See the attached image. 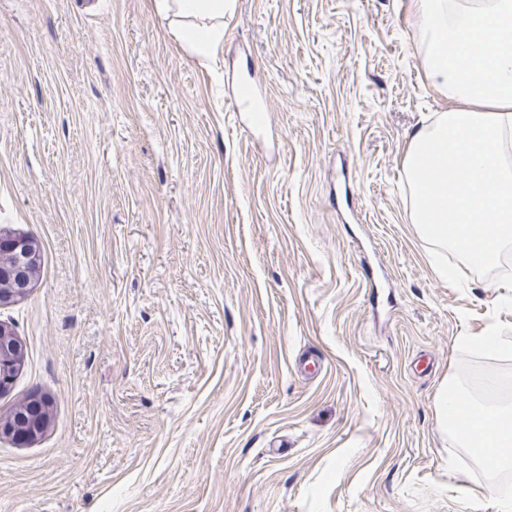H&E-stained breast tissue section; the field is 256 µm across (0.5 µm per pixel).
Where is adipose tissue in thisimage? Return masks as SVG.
<instances>
[{
    "instance_id": "1",
    "label": "adipose tissue",
    "mask_w": 512,
    "mask_h": 512,
    "mask_svg": "<svg viewBox=\"0 0 512 512\" xmlns=\"http://www.w3.org/2000/svg\"><path fill=\"white\" fill-rule=\"evenodd\" d=\"M233 0H155L202 57L224 45ZM426 74L455 108L414 129L404 161L414 223L435 251L495 266L512 249V0H413Z\"/></svg>"
}]
</instances>
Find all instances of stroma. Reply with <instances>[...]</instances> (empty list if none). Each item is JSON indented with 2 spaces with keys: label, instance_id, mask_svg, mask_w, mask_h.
I'll use <instances>...</instances> for the list:
<instances>
[{
  "label": "stroma",
  "instance_id": "obj_1",
  "mask_svg": "<svg viewBox=\"0 0 512 512\" xmlns=\"http://www.w3.org/2000/svg\"><path fill=\"white\" fill-rule=\"evenodd\" d=\"M452 106L411 0H236L207 63L154 0H0V230L41 256L0 413H52L0 512H499L436 398L512 252L442 278L403 173Z\"/></svg>",
  "mask_w": 512,
  "mask_h": 512
}]
</instances>
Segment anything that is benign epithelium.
Listing matches in <instances>:
<instances>
[{"instance_id":"7a95c632","label":"benign epithelium","mask_w":512,"mask_h":512,"mask_svg":"<svg viewBox=\"0 0 512 512\" xmlns=\"http://www.w3.org/2000/svg\"><path fill=\"white\" fill-rule=\"evenodd\" d=\"M39 261L36 243L19 234L0 233V304L22 298L31 290ZM25 359V346L13 329L0 323V393L8 391L17 366ZM50 423L40 398L33 396L23 405L0 414V437L32 443Z\"/></svg>"}]
</instances>
